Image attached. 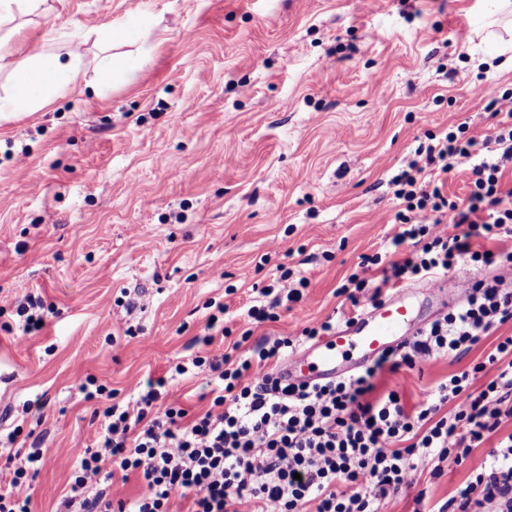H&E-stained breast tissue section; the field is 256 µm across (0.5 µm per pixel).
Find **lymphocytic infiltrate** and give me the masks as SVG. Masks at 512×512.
Wrapping results in <instances>:
<instances>
[{
  "label": "lymphocytic infiltrate",
  "instance_id": "lymphocytic-infiltrate-1",
  "mask_svg": "<svg viewBox=\"0 0 512 512\" xmlns=\"http://www.w3.org/2000/svg\"><path fill=\"white\" fill-rule=\"evenodd\" d=\"M484 100L487 111L501 116L495 132L479 140L460 126L417 148L416 159L390 180L398 232L383 251L363 255L359 271L336 293L357 315L461 260L497 265L498 275L465 282L463 302L400 350L352 377L312 386L284 383L277 369L335 331L336 317L293 336L255 335L277 321L282 302L303 300L307 278L288 268L275 285L259 289V301L242 313L240 338L253 343L244 358L214 347L215 335L230 334L228 308L216 304L206 318L204 351L178 362L170 375H206L205 411L192 415L169 402V377L147 379L126 401L96 378L82 384L85 400L96 404L100 431L95 448L73 451L70 491L57 512H384L427 461L435 463L431 477H440L489 440L495 446L488 459L464 484L429 509L426 491H419L414 512H512V431L503 430L512 421V336L499 337L469 369L450 374L415 405L374 383L378 374L443 356L463 359L512 319V251L500 248L512 240V189L503 187L512 160V95L488 88ZM458 173L471 181L463 202L444 191ZM487 372L491 380L472 391L473 379ZM19 435L0 432V456L13 465L0 488V512H31L30 481L43 457L37 449L18 455ZM118 475L138 479L133 500L112 498L109 483Z\"/></svg>",
  "mask_w": 512,
  "mask_h": 512
}]
</instances>
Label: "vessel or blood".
<instances>
[{
  "label": "vessel or blood",
  "instance_id": "vessel-or-blood-1",
  "mask_svg": "<svg viewBox=\"0 0 512 512\" xmlns=\"http://www.w3.org/2000/svg\"><path fill=\"white\" fill-rule=\"evenodd\" d=\"M445 286L444 279L435 278L414 289H398L360 316L338 326L332 335L290 356L281 368L285 382L332 380L370 365L422 329L423 324L408 301L411 291L438 296Z\"/></svg>",
  "mask_w": 512,
  "mask_h": 512
}]
</instances>
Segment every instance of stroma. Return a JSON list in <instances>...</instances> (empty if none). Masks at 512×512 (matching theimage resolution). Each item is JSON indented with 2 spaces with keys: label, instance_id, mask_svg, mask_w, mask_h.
Wrapping results in <instances>:
<instances>
[{
  "label": "stroma",
  "instance_id": "obj_1",
  "mask_svg": "<svg viewBox=\"0 0 512 512\" xmlns=\"http://www.w3.org/2000/svg\"><path fill=\"white\" fill-rule=\"evenodd\" d=\"M512 22L503 0H47L16 16L0 60L9 64L59 32L79 45L81 73L35 112L0 114V427L40 434L43 466L32 512H55L70 488L71 449L95 445L87 377L136 396L204 333L205 304L241 309L278 266L309 281L306 296L258 335L286 336L349 303L338 283L396 233L391 177L428 136L466 126L491 134L476 91L512 93L491 20ZM134 21L149 34L147 62L105 99L86 83L103 45L85 28ZM58 317L22 332V291ZM129 295L126 314L116 300ZM137 330L127 336V327ZM438 358L378 384L414 405L448 374L482 357ZM46 402L44 420L23 403ZM487 454L475 449L436 480L417 477L391 512H413L417 489L448 497Z\"/></svg>",
  "mask_w": 512,
  "mask_h": 512
}]
</instances>
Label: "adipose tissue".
<instances>
[{
  "label": "adipose tissue",
  "mask_w": 512,
  "mask_h": 512,
  "mask_svg": "<svg viewBox=\"0 0 512 512\" xmlns=\"http://www.w3.org/2000/svg\"><path fill=\"white\" fill-rule=\"evenodd\" d=\"M94 37L113 46L111 53L98 58L99 78L91 83L93 95L103 98L110 89L108 77H126L142 66L144 57L134 47L143 41L145 34L136 25L121 23L95 31ZM56 40V30L48 29L38 50L13 65L8 92L0 97L1 113L33 112L64 95L68 84L79 74V59L54 51Z\"/></svg>",
  "instance_id": "adipose-tissue-1"
}]
</instances>
